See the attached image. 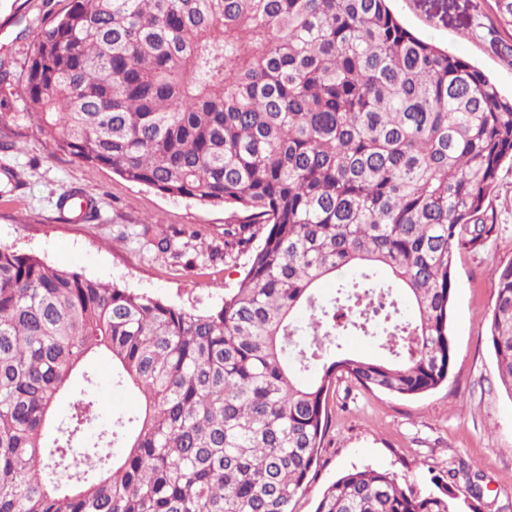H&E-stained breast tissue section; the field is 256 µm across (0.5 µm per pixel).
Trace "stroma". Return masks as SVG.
Returning <instances> with one entry per match:
<instances>
[{"label":"stroma","instance_id":"35a3bbf8","mask_svg":"<svg viewBox=\"0 0 512 512\" xmlns=\"http://www.w3.org/2000/svg\"><path fill=\"white\" fill-rule=\"evenodd\" d=\"M70 0H0V63L10 77L0 95L11 115L0 142L13 144L7 164L23 186L0 196V245L47 263L199 311L219 305L225 289L244 277L246 257L224 250L223 208L202 206L134 184L111 169L84 163L41 136L20 91V76L33 44L23 31L46 13H64ZM493 0H392L391 8L413 33L463 55L501 90L512 95V30L500 45L478 34L493 19ZM80 189L97 200L98 215L72 224L57 210L59 196ZM496 224L484 250L457 251L451 330L457 357L447 384L414 398H400L354 383L333 387L328 432L308 491L293 512H315L323 491L343 472L371 467L426 491L433 476L466 465L479 473L484 512H512V399L502 391L486 342L497 282L493 271L512 262V166L504 165L486 200ZM197 229L205 248L193 266L154 250L151 239L169 228ZM90 366L105 416L130 414L139 399L112 384V362Z\"/></svg>","mask_w":512,"mask_h":512}]
</instances>
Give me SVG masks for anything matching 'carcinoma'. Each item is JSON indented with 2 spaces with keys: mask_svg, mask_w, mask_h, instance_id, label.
<instances>
[{
  "mask_svg": "<svg viewBox=\"0 0 512 512\" xmlns=\"http://www.w3.org/2000/svg\"><path fill=\"white\" fill-rule=\"evenodd\" d=\"M500 26L512 0L493 44ZM22 93L59 150L224 206L247 272L195 312L0 245V512H292L336 382L400 398L448 382L453 258L495 232L512 98L389 0H72L36 20ZM494 275L486 339L512 399V262ZM358 334L385 357L342 354ZM98 354L135 414L102 422ZM463 476L422 492L353 468L316 512H483Z\"/></svg>",
  "mask_w": 512,
  "mask_h": 512,
  "instance_id": "obj_1",
  "label": "carcinoma"
}]
</instances>
